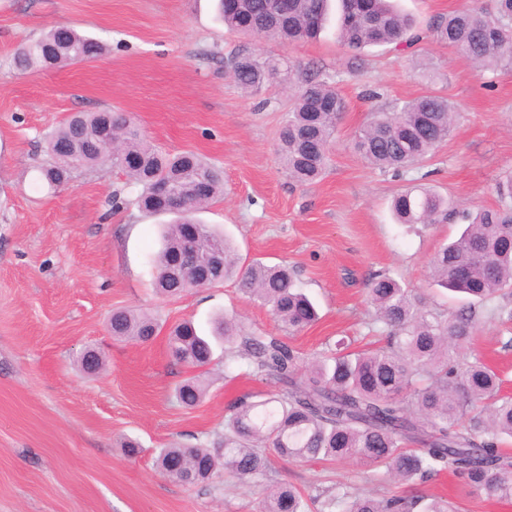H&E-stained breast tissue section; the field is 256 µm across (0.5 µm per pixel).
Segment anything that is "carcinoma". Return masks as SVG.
I'll return each instance as SVG.
<instances>
[{
    "instance_id": "cac0c4a2",
    "label": "carcinoma",
    "mask_w": 512,
    "mask_h": 512,
    "mask_svg": "<svg viewBox=\"0 0 512 512\" xmlns=\"http://www.w3.org/2000/svg\"><path fill=\"white\" fill-rule=\"evenodd\" d=\"M329 0H218L224 26L255 37L297 41L316 36ZM339 39L352 51L375 45H411L413 21L390 0H340ZM433 39L454 48L481 68L512 69V0H496L495 12L464 7L433 19ZM66 44L55 29L19 45L14 64L20 71L58 68L96 59L105 51L97 39L71 29ZM232 80L250 93L278 78L296 86L293 105L279 132V151L288 176L303 184L320 179L328 165L329 145L346 111L344 98L327 78L296 75L283 58L242 49L227 60ZM458 117L447 97L422 94L391 112H372L354 139L355 150L381 171L408 170L422 162L453 132ZM52 163L42 168L51 186L77 167L93 168L114 157H132L126 169L141 191L127 205L152 215H173L165 225L157 253L156 289L177 297L199 287L189 271L173 277L171 259L187 248L184 225H198L199 245L219 255L213 285L237 277L243 294L268 306L275 320L294 333L318 319L314 303L286 265L261 261L239 265L231 242L196 214L224 192L222 172L191 151L171 155L147 140L133 120L118 112H75L47 138ZM196 179L208 192H182ZM498 205L470 214L469 224L431 260V276L440 286L469 295L468 307L455 314L426 308L399 281L376 274L367 282L373 324L385 344L360 352L341 338L303 362L283 336H260L226 316L212 324L224 340V370L241 358L258 377L281 384L277 394L254 401L245 395L224 419L223 447L171 446L160 449L157 464L170 480L195 484L217 470L239 481H259L269 469V453L300 460L357 459L370 469L412 485L448 471L489 499L512 500V457L499 445L512 438V396L501 393L498 374L479 357L460 359L476 327V307L512 322V308L499 302L512 288V172L495 184ZM451 202L433 189L410 186L392 201L401 224L429 225L448 219ZM112 336L147 342L158 332L148 313L115 310ZM173 358L199 369L213 361L208 337L184 321L168 334ZM205 386L191 377L176 388L191 408ZM318 512H455L448 502L424 495L378 497L339 485L313 498ZM260 512H307L302 495L287 484L267 491Z\"/></svg>"
}]
</instances>
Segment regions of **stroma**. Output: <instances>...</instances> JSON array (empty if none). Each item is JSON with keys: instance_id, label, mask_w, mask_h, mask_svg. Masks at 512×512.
I'll return each instance as SVG.
<instances>
[{"instance_id": "obj_1", "label": "stroma", "mask_w": 512, "mask_h": 512, "mask_svg": "<svg viewBox=\"0 0 512 512\" xmlns=\"http://www.w3.org/2000/svg\"><path fill=\"white\" fill-rule=\"evenodd\" d=\"M493 0H398L419 31L439 14ZM66 24L99 38L97 59L20 72L14 49ZM287 59L297 72L330 77L347 103L323 178L301 185L285 173L278 132L294 93L276 80L245 93L228 74L238 50ZM350 50L329 18L314 39H251L224 27L215 0H0V512H259L260 487L216 475L186 485L156 465L158 449L212 444L229 407L246 394L278 391L275 379L248 375L238 362L224 375V353L193 372L176 364L165 331L183 320L208 327L233 314L248 329L287 336L307 359L326 342L375 333L365 284L389 274L426 303L450 311L464 296L434 284L430 263L467 224L498 204L496 178L512 169V69L476 68L431 38L404 49L365 48L348 69ZM434 90L460 115L450 138L420 165L397 175L367 163L352 147L369 113ZM131 115L148 139L175 154L192 151L224 171V194L200 218L224 230L242 263L293 266L317 304L318 321L293 335L267 306L243 295L235 280L157 294L158 218L135 207L112 210L113 194L137 188L106 163L72 171L52 187L40 170L51 161L46 138L77 111ZM435 187L456 204L448 221L408 226L390 211L408 185ZM150 312L162 334L147 343L120 341L107 328L114 309ZM96 348L105 368L83 373L77 359ZM479 356L500 372L512 394V324L477 318L462 358ZM199 375L200 404L182 407L176 386ZM137 440L139 455L122 443ZM267 480L304 497L343 483L375 495H438L457 512H512V501L486 498L448 473L413 486L374 475L352 461L271 456Z\"/></svg>"}]
</instances>
